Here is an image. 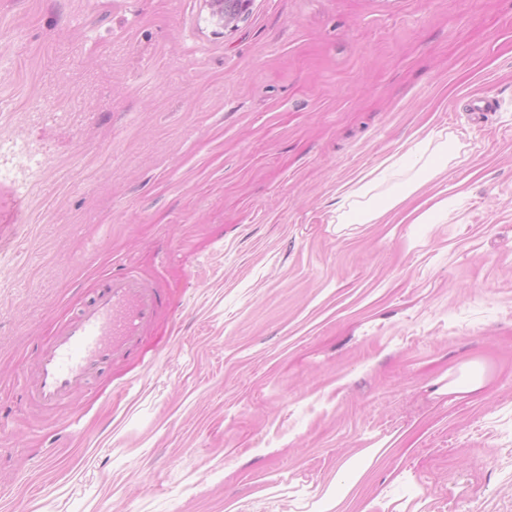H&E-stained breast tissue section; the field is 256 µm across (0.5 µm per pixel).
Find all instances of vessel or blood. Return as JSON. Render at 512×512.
<instances>
[{"label":"vessel or blood","instance_id":"b4317fda","mask_svg":"<svg viewBox=\"0 0 512 512\" xmlns=\"http://www.w3.org/2000/svg\"><path fill=\"white\" fill-rule=\"evenodd\" d=\"M165 299L136 267L103 276L98 289L36 353L22 381L28 398L55 409L109 362L136 353Z\"/></svg>","mask_w":512,"mask_h":512}]
</instances>
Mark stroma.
<instances>
[{
  "instance_id": "1",
  "label": "stroma",
  "mask_w": 512,
  "mask_h": 512,
  "mask_svg": "<svg viewBox=\"0 0 512 512\" xmlns=\"http://www.w3.org/2000/svg\"><path fill=\"white\" fill-rule=\"evenodd\" d=\"M438 132L456 163L337 223ZM3 134L46 165L0 187V512H320L380 442L347 512H512V0H0ZM126 264L167 297L138 355L27 400ZM433 149V161L422 162L425 153L432 145L417 144L409 148L403 155H393L383 161L377 168L362 176L354 185L345 189L340 188L336 193L339 206L336 209L340 224H379L389 212L395 210L417 189L414 184L403 182L392 194L383 201H375L374 192L387 181L395 178L405 168L416 169V174H425L430 170L445 171L448 162L459 157L456 142L448 135H437ZM341 191V192H340ZM447 376L449 378L450 374L448 373V375L446 374L434 381L433 384L437 385V388L434 390V394H448V396H453L452 400H462L467 398L477 400L483 394L491 380V373L488 368H484L477 377L466 385H460L456 380H448V382H445Z\"/></svg>"
}]
</instances>
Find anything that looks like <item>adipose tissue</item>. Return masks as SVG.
Instances as JSON below:
<instances>
[{"label": "adipose tissue", "mask_w": 512, "mask_h": 512, "mask_svg": "<svg viewBox=\"0 0 512 512\" xmlns=\"http://www.w3.org/2000/svg\"><path fill=\"white\" fill-rule=\"evenodd\" d=\"M459 148L456 142L446 136H438L434 149L418 144L409 148L403 155L391 156L377 168L362 176L351 187L338 194V221L342 224H377L400 206L416 190L415 185L401 183L383 201H376V190L387 181L396 178L399 172L409 168L424 174L429 171L442 172L449 161L457 158Z\"/></svg>", "instance_id": "ef3b65f1"}]
</instances>
